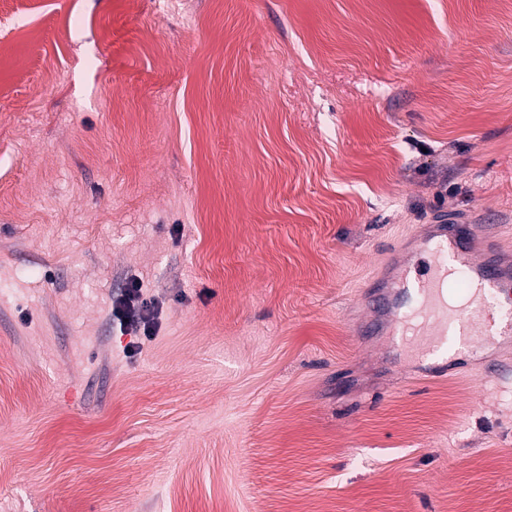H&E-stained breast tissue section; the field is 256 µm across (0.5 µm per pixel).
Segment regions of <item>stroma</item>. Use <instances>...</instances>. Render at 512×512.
Wrapping results in <instances>:
<instances>
[{"label":"stroma","mask_w":512,"mask_h":512,"mask_svg":"<svg viewBox=\"0 0 512 512\" xmlns=\"http://www.w3.org/2000/svg\"><path fill=\"white\" fill-rule=\"evenodd\" d=\"M0 44V512H512V379L360 333L391 247L512 216V0H28ZM157 314L156 302L144 296L139 282L113 297L110 306V319L120 331L133 336L143 335L146 340L155 338Z\"/></svg>","instance_id":"stroma-1"}]
</instances>
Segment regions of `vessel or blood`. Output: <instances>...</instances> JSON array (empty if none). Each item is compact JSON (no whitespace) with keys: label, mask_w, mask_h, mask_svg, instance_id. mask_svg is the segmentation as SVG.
Listing matches in <instances>:
<instances>
[{"label":"vessel or blood","mask_w":512,"mask_h":512,"mask_svg":"<svg viewBox=\"0 0 512 512\" xmlns=\"http://www.w3.org/2000/svg\"><path fill=\"white\" fill-rule=\"evenodd\" d=\"M502 234L499 224L455 216L436 219L416 241L412 259L374 290L377 319L369 332H376L379 319L390 315L394 321L389 336L399 343L428 346L433 355L455 344L466 349L493 345L502 329L512 330V316L487 307L484 298L490 293L512 295V268L490 258L475 260L470 244L480 235L495 248Z\"/></svg>","instance_id":"b4317fda"}]
</instances>
